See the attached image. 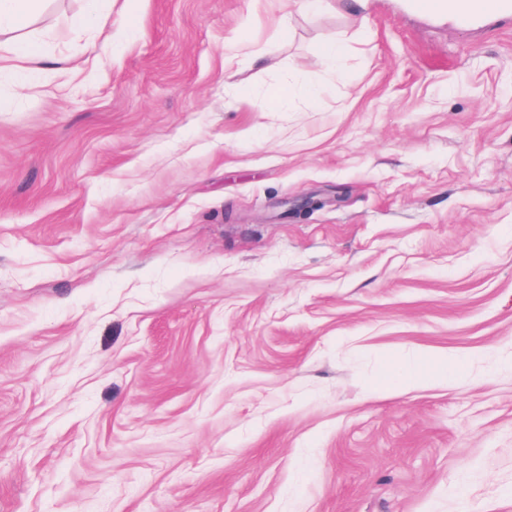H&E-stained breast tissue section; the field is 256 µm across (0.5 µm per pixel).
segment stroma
Wrapping results in <instances>:
<instances>
[{"mask_svg": "<svg viewBox=\"0 0 512 512\" xmlns=\"http://www.w3.org/2000/svg\"><path fill=\"white\" fill-rule=\"evenodd\" d=\"M85 7L0 72V512H512V18L112 0L64 77ZM347 54V46L336 40L327 44L324 50L325 72L330 80L338 82L342 78V62Z\"/></svg>", "mask_w": 512, "mask_h": 512, "instance_id": "1", "label": "stroma"}]
</instances>
